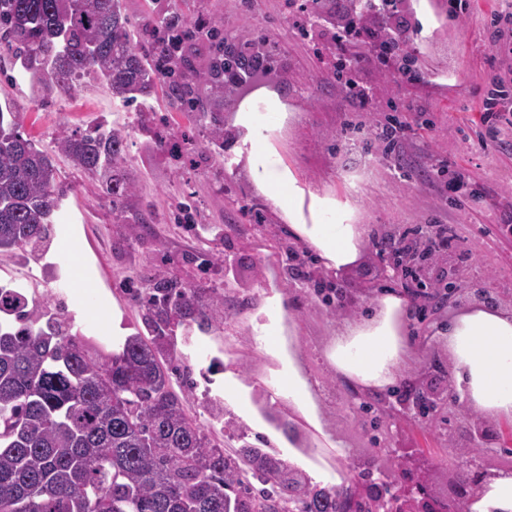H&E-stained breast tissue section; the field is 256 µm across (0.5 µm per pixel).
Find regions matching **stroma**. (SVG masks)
Listing matches in <instances>:
<instances>
[{
    "mask_svg": "<svg viewBox=\"0 0 512 512\" xmlns=\"http://www.w3.org/2000/svg\"><path fill=\"white\" fill-rule=\"evenodd\" d=\"M182 8L192 19L218 27L226 40L264 44L272 76L263 86L276 91L288 108L269 143L302 192L300 206L308 207L314 195L331 197L352 209L355 223L367 226L365 259L344 279L348 307L323 300L313 283L287 278L282 260L287 250L297 252L300 269L317 271L321 265L254 186L235 138L226 139L218 156L195 152L189 164L178 166L158 143L175 118L163 97L126 106L106 86L94 84L64 103L37 95L5 63L0 64V103L15 104L26 132L50 146L62 133L81 134L103 121L124 125V173L135 189L130 205L161 216L171 212L175 219L147 229L122 223L98 182L65 155L54 154L63 209L43 248L0 253V282L30 269L61 266L62 280L47 290L49 304L72 314L88 336L107 333L116 310L130 332L142 330L143 310L128 291L152 287L157 278L188 288L231 284L232 305L222 322L194 334L191 372L177 370L171 377L201 424L210 425L212 409L232 411L223 385L229 371L251 389L257 416L237 421L248 442L260 445L272 431L271 420L293 423L299 452L311 460L306 473L313 482L335 485L352 463L396 490L411 482L397 461L412 455L437 468L430 496L456 502L459 469L446 446H467L466 428L475 416L449 392L448 352L432 335L475 302V289L494 292L502 307L512 306V229L500 221L512 210V38L497 37L492 25L493 14L511 9L512 0H460L453 7L448 0H413L409 37L422 74L416 84L396 81L392 70L399 56L381 63L365 35L347 48L348 54L362 56L361 65L338 73L335 28L305 21L287 0H184ZM493 71L504 78L508 97L489 112L484 102L493 90L488 81ZM348 81L369 89L367 106L347 99ZM394 115L413 131L387 158L375 133ZM437 159L446 162V173L433 170ZM456 170L478 188L477 196L449 194V174ZM203 224L209 234L199 233ZM430 224L448 225L458 241L435 261L428 287L438 286L441 271L452 267L461 271L465 292L457 303L426 317L411 316L410 334L423 352L408 361L392 391L409 389L424 373L445 396L429 417L407 413L392 419L376 394L338 379L324 352L342 320L364 318L377 294L402 286L377 254L383 231ZM66 236L77 248L63 257L57 245ZM82 272L87 280H79ZM273 289L288 305L291 320L284 340L312 385L321 422L317 428L294 411L287 397L275 396L281 364L253 340L252 316ZM484 425L480 462L489 473H512V454L504 450L512 419H488Z\"/></svg>",
    "mask_w": 512,
    "mask_h": 512,
    "instance_id": "obj_1",
    "label": "stroma"
}]
</instances>
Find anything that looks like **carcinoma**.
I'll list each match as a JSON object with an SVG mask.
<instances>
[{"mask_svg":"<svg viewBox=\"0 0 512 512\" xmlns=\"http://www.w3.org/2000/svg\"><path fill=\"white\" fill-rule=\"evenodd\" d=\"M163 34L150 52L135 43L136 24L122 0H0V56L37 90L70 102L81 82L101 81L133 105L166 85L169 107L187 119L169 134L210 152L226 130L203 111L205 87L252 74L259 51L207 33L208 51L178 6L157 17ZM209 122L203 140L193 132ZM125 128L98 124L61 135L56 148L94 177L126 212L133 187L125 163ZM49 151L21 132L17 113L0 104V251L42 245L61 208ZM0 285V512H423L362 475L363 489L321 487L288 462L277 445L245 441L224 452L173 388L172 362L184 358L174 328L209 329L194 289L160 279L148 289L147 335L118 352L88 354L72 318L43 300L13 307ZM263 484L254 490L252 480Z\"/></svg>","mask_w":512,"mask_h":512,"instance_id":"carcinoma-1","label":"carcinoma"}]
</instances>
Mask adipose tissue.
<instances>
[{"label":"adipose tissue","instance_id":"ef3b65f1","mask_svg":"<svg viewBox=\"0 0 512 512\" xmlns=\"http://www.w3.org/2000/svg\"><path fill=\"white\" fill-rule=\"evenodd\" d=\"M261 107L270 120L286 109L277 93L263 90L241 102L234 120L238 140L247 148L252 179L288 219L289 233L316 250L328 271L350 272L363 260L366 227L352 223L350 212L327 197H312L309 222L300 220L292 176L268 142V123L257 120ZM408 307L406 298L384 294L372 300L368 317L338 327L326 351L337 375L371 392L392 385L412 350L406 332ZM287 318L282 294L272 292L252 318L254 340L259 350L281 363L276 391L316 427L320 421L310 384L299 372L293 353L285 349ZM434 339L448 346L451 382L459 403L486 418H512V310L472 304L451 316Z\"/></svg>","mask_w":512,"mask_h":512}]
</instances>
